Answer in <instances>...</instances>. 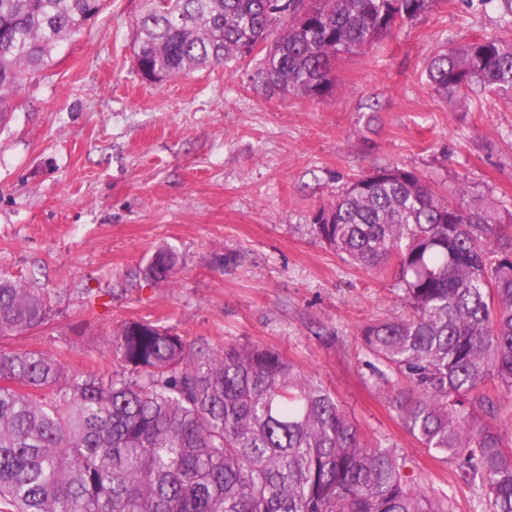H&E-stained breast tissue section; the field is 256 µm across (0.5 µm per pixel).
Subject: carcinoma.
Masks as SVG:
<instances>
[{"instance_id": "1", "label": "carcinoma", "mask_w": 512, "mask_h": 512, "mask_svg": "<svg viewBox=\"0 0 512 512\" xmlns=\"http://www.w3.org/2000/svg\"><path fill=\"white\" fill-rule=\"evenodd\" d=\"M436 0H147L133 28L136 66L161 81L265 58L268 94L322 97L336 59L365 53ZM103 0H0V124L9 95ZM435 94L467 111L491 91L512 100V41L448 37L432 58ZM458 190L383 167L313 216L312 232L362 268L394 265L405 311L360 328L393 377L406 430L486 512H512V233ZM177 258L140 271L172 281ZM50 301L0 273V340L47 322ZM106 347L116 369L66 373L38 351L0 354V512H454L410 483L315 377L275 350H196L160 321L130 320Z\"/></svg>"}]
</instances>
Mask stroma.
Masks as SVG:
<instances>
[{"label":"stroma","mask_w":512,"mask_h":512,"mask_svg":"<svg viewBox=\"0 0 512 512\" xmlns=\"http://www.w3.org/2000/svg\"><path fill=\"white\" fill-rule=\"evenodd\" d=\"M144 6L106 0L12 96L0 128V272L45 291L52 311L0 352L108 374L107 335L142 318L210 351L270 347L317 377L408 475L453 492L458 512H483L479 490L405 429L361 344L363 324L403 311L392 271L351 264L311 224L352 180L392 164L512 212V104L487 92L459 112L426 77L448 35H512L500 0H438L369 55L343 56L333 91L315 99L256 90L257 56L142 79L131 33ZM162 248L178 257L176 283L140 284ZM230 254L238 262L224 264Z\"/></svg>","instance_id":"stroma-1"}]
</instances>
